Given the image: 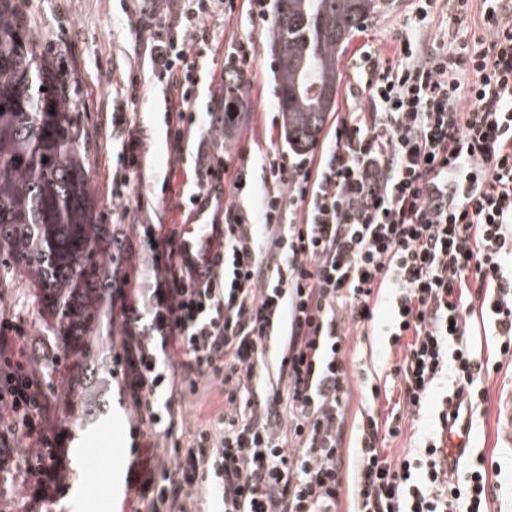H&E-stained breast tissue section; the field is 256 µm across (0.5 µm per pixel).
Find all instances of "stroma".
I'll return each mask as SVG.
<instances>
[{
	"label": "stroma",
	"mask_w": 512,
	"mask_h": 512,
	"mask_svg": "<svg viewBox=\"0 0 512 512\" xmlns=\"http://www.w3.org/2000/svg\"><path fill=\"white\" fill-rule=\"evenodd\" d=\"M28 15L33 35L43 56L56 68L71 74L72 92L79 106L81 121L88 133L89 194L94 202L97 223L111 225L115 241L121 242L120 274L148 279L147 260L140 255L133 230L137 224L185 223L186 217L174 194H161L157 183L172 176L174 186L186 181L183 171H172L173 155L166 143V131L156 120L161 103L158 92L146 93L136 104V122L141 130L145 151V173L135 188L142 204L130 216L121 219L112 214V139L121 129L112 126V108L124 104L122 75L139 71L147 60L143 38L129 20L131 0H19ZM416 0H388L387 9L368 21L364 32L356 34L341 55L337 112H353L365 104L362 88L371 70L361 59L370 53L376 60L394 59L402 40L422 48H440L452 39L484 35L482 0H470L465 17L455 18L452 0H437L436 20L419 24ZM218 68H236L235 50L240 43L257 47L247 73L249 84L243 92L244 108L231 133L215 128L207 110L208 97L200 95L197 119L200 141L219 139L226 154L247 150L260 155L287 150L283 119L278 108V62L270 49L272 31L269 22L251 14L246 0H238L237 9L217 33ZM22 322L34 336L47 335L50 318L39 303L37 290L28 276L0 266V317ZM350 401L347 426L355 428L363 411L361 393L365 376L381 372L387 357L386 338L355 331L348 339ZM69 368L56 372L57 387L48 388L54 403L53 413L66 430L68 448V485L63 496L51 504V512H130L126 497V472L114 470L113 462L127 458L130 439L126 410L116 390H107V407L96 415L86 411L70 414L67 394L60 388L67 381ZM512 392V366H503L488 384V411L477 415L473 427V449L497 453L502 467L503 488L490 500L489 512H512V445L498 425V401Z\"/></svg>",
	"instance_id": "stroma-1"
}]
</instances>
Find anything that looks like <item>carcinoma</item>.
I'll return each mask as SVG.
<instances>
[{"label":"carcinoma","mask_w":512,"mask_h":512,"mask_svg":"<svg viewBox=\"0 0 512 512\" xmlns=\"http://www.w3.org/2000/svg\"><path fill=\"white\" fill-rule=\"evenodd\" d=\"M383 0H275L272 50L288 145L317 141L336 109L338 60ZM72 77L37 54L15 0H0V256L30 276L39 303L55 318L54 351L80 355L93 379V323L111 314L112 260L96 242L112 235L98 224L87 189L88 163ZM242 108L241 76H224V111Z\"/></svg>","instance_id":"cac0c4a2"}]
</instances>
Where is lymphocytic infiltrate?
<instances>
[{"instance_id":"obj_1","label":"lymphocytic infiltrate","mask_w":512,"mask_h":512,"mask_svg":"<svg viewBox=\"0 0 512 512\" xmlns=\"http://www.w3.org/2000/svg\"><path fill=\"white\" fill-rule=\"evenodd\" d=\"M133 2L148 72L129 74L128 102L149 87L174 114L167 137L174 162L194 172L189 203L239 195L256 166L248 154L234 170L214 153L186 154L210 20L236 0H171L163 17ZM483 5L487 33L475 42L424 51L401 41L396 62L365 84L368 111L337 118L318 158L263 159L259 211L225 205L208 273L184 257L177 229L138 225L150 278L118 291L112 345L132 408L131 512H487L496 487L485 455L449 467L441 452L448 425L486 403L492 369L512 363V0ZM114 151L112 201L127 215L143 166L135 130ZM476 316L492 336L485 358L467 338ZM380 324L402 352L389 368L400 396L384 416L380 385H365L349 445L347 338ZM31 342L0 319V473L23 433L25 491L52 503L65 450L29 372ZM203 387L219 406L174 437L181 400ZM432 405L434 427L414 430L399 457L386 453L404 416Z\"/></svg>"}]
</instances>
